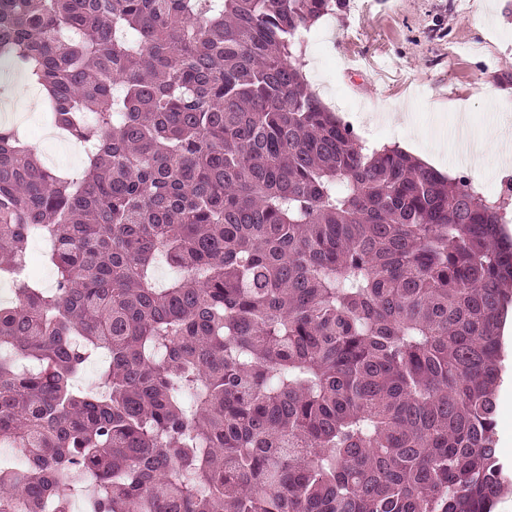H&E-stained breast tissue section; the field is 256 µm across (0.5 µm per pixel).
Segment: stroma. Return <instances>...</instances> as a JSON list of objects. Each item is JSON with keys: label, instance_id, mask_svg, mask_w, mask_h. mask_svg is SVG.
I'll return each instance as SVG.
<instances>
[{"label": "stroma", "instance_id": "35a3bbf8", "mask_svg": "<svg viewBox=\"0 0 512 512\" xmlns=\"http://www.w3.org/2000/svg\"><path fill=\"white\" fill-rule=\"evenodd\" d=\"M301 65L312 89L366 145H397L437 158L452 179L491 197L512 195V168L490 148L477 164L448 139L454 113L479 138L512 133V0H345L308 32ZM12 89L6 110L47 167H82L73 142L58 138L42 109ZM498 390L499 457L512 474V343Z\"/></svg>", "mask_w": 512, "mask_h": 512}]
</instances>
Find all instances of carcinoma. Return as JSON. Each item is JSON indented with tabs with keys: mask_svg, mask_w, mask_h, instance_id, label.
I'll list each match as a JSON object with an SVG mask.
<instances>
[{
	"mask_svg": "<svg viewBox=\"0 0 512 512\" xmlns=\"http://www.w3.org/2000/svg\"><path fill=\"white\" fill-rule=\"evenodd\" d=\"M341 0H0V512H498L508 203L309 86ZM41 239L55 271L32 282ZM173 275L159 286L157 272ZM102 360L98 383L77 385ZM28 91L32 92V95L38 96L40 100L39 92L34 87L23 82L13 85L5 111L8 112L6 115L11 117L10 120L25 132L29 143L37 149L47 167L53 168L61 165L71 169L82 167L84 157L81 156L79 147L62 134V139H57L56 135L60 133L44 122L42 96L36 109H27L26 107L18 109L16 107L23 97L28 95ZM54 155L55 161L53 160ZM42 246L39 240L31 241L28 249V268L31 276L42 288H53L55 284L54 272L42 261Z\"/></svg>",
	"mask_w": 512,
	"mask_h": 512,
	"instance_id": "cac0c4a2",
	"label": "carcinoma"
}]
</instances>
